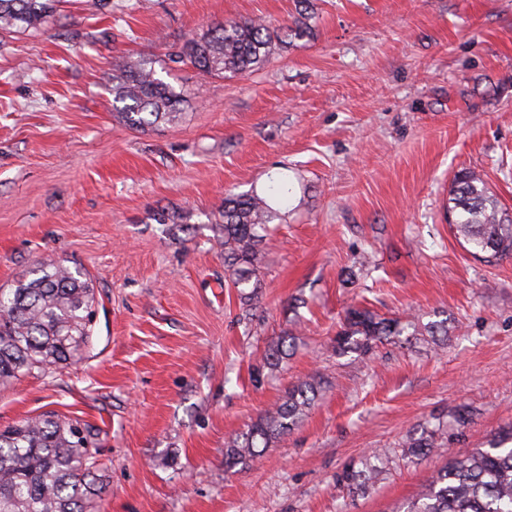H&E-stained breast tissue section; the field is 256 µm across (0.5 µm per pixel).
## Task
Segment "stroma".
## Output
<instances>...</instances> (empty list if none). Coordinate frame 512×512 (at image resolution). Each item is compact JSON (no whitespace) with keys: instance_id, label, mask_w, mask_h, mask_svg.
I'll return each mask as SVG.
<instances>
[{"instance_id":"1","label":"stroma","mask_w":512,"mask_h":512,"mask_svg":"<svg viewBox=\"0 0 512 512\" xmlns=\"http://www.w3.org/2000/svg\"><path fill=\"white\" fill-rule=\"evenodd\" d=\"M64 0L36 30L0 32V288L41 265L85 269L98 313L81 360L0 386V426L45 412L99 430V512H401L450 461L512 422V257L475 259L448 227L454 174H483L512 209V0ZM227 18L275 33L258 70L174 63ZM307 23L304 38L288 26ZM153 58L182 115L146 129L114 112L112 74ZM287 174L244 308L215 218L225 193ZM167 223H158V211ZM364 305L431 337L360 361L332 340ZM288 359L252 368L283 332ZM304 423L228 470L224 442L311 372ZM467 407L423 461L406 433ZM394 456L366 496L333 477Z\"/></svg>"}]
</instances>
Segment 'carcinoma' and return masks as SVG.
<instances>
[{"label": "carcinoma", "instance_id": "cac0c4a2", "mask_svg": "<svg viewBox=\"0 0 512 512\" xmlns=\"http://www.w3.org/2000/svg\"><path fill=\"white\" fill-rule=\"evenodd\" d=\"M59 0H0V30L40 28ZM272 45L269 28L257 20L226 19L188 36L172 61L190 63L202 74L231 78L260 67ZM118 117L132 127L179 119L183 94L157 77L153 60L112 74ZM292 193L288 177L271 181L265 195L229 194L216 223L224 234V259L232 285L246 305L257 298L260 245L270 224L283 220L275 201ZM448 224L467 251L486 262L512 256V214L503 208L482 174L461 169L448 191ZM96 298L93 280L80 268L50 263L39 276L0 289V385L23 374L81 358L93 335ZM446 336L448 322L419 327L411 320L382 317L367 308L347 311L333 339L338 356L364 359L404 336ZM294 336L283 332L254 368L260 384L290 356ZM322 377L311 374L289 384L279 400L224 442V465L231 469L261 457L273 443L303 423L321 391ZM97 433L80 420L52 412L29 417L0 430V512H97L101 492L98 463L91 452ZM448 440L439 419L408 431L399 444L407 459H424ZM390 453L372 451L336 473V485L363 494L389 463ZM404 512H512V424L487 448L457 458L422 485Z\"/></svg>", "mask_w": 512, "mask_h": 512}]
</instances>
